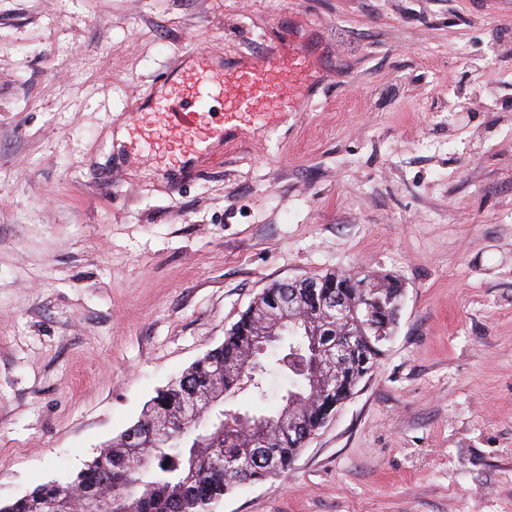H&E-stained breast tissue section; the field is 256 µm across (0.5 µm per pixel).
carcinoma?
I'll return each mask as SVG.
<instances>
[{
	"label": "carcinoma",
	"instance_id": "carcinoma-1",
	"mask_svg": "<svg viewBox=\"0 0 512 512\" xmlns=\"http://www.w3.org/2000/svg\"><path fill=\"white\" fill-rule=\"evenodd\" d=\"M359 272L336 271L316 278L321 285L309 297L305 289L278 282L264 289L224 336L178 378L159 390L131 429L103 446L68 482L51 481L0 508V512H61L77 487L103 491L98 512H212L213 504L241 484L264 481L287 470L307 438L346 401L373 368L381 349L374 329L359 320L357 349L348 356L339 385L326 386L321 366L336 346V326L322 328L317 346L287 330L279 349L258 359L259 347L280 322L293 316L286 303L304 305L315 314V304L341 295L357 309L376 299L390 309L398 301L401 282L367 271L370 288H356ZM251 375L252 391L263 400L268 377L288 376L286 387L262 415L257 428H224V404L240 393L241 372ZM197 403L210 409L199 419L170 428L171 437L159 453L149 428L175 418L181 408ZM263 447L250 449L257 460L242 465L238 458L252 438Z\"/></svg>",
	"mask_w": 512,
	"mask_h": 512
}]
</instances>
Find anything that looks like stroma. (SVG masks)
<instances>
[{"label": "stroma", "mask_w": 512, "mask_h": 512, "mask_svg": "<svg viewBox=\"0 0 512 512\" xmlns=\"http://www.w3.org/2000/svg\"><path fill=\"white\" fill-rule=\"evenodd\" d=\"M304 56L196 169L132 103ZM404 285L372 374L214 512H512V0H0V505L65 480L269 284Z\"/></svg>", "instance_id": "35a3bbf8"}]
</instances>
